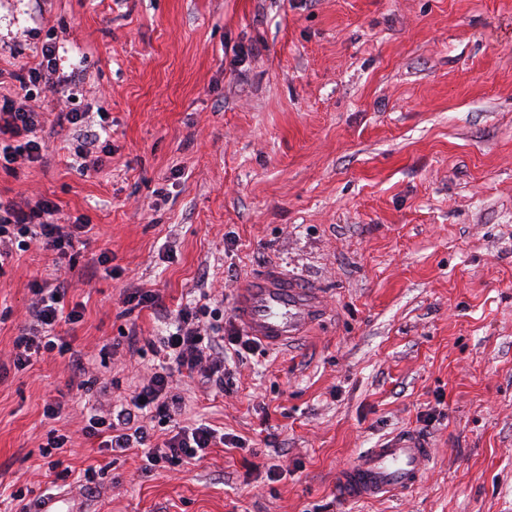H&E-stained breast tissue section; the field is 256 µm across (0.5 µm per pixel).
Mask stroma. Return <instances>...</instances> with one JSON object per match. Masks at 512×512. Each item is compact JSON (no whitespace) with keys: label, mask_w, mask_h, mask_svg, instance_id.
I'll use <instances>...</instances> for the list:
<instances>
[{"label":"stroma","mask_w":512,"mask_h":512,"mask_svg":"<svg viewBox=\"0 0 512 512\" xmlns=\"http://www.w3.org/2000/svg\"><path fill=\"white\" fill-rule=\"evenodd\" d=\"M52 35L82 106L110 115L112 156L83 170L47 123L44 164L0 173V199L86 216L83 262L112 251L120 276L73 281L74 351L132 325L158 338L203 282L232 308L269 267L328 306L295 344L227 355L224 390L183 381L182 424L243 448L146 472L79 436L97 396L64 359L10 369L30 285L54 271L21 254L0 276V512L52 492L57 459L105 468L91 512H512V0H0V68L38 63ZM129 288L166 311L129 309ZM153 360H107L113 399ZM51 402L76 433L55 459ZM400 429L432 440L422 484L340 501L338 472Z\"/></svg>","instance_id":"1"}]
</instances>
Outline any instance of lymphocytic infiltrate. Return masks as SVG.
<instances>
[{
	"instance_id": "lymphocytic-infiltrate-1",
	"label": "lymphocytic infiltrate",
	"mask_w": 512,
	"mask_h": 512,
	"mask_svg": "<svg viewBox=\"0 0 512 512\" xmlns=\"http://www.w3.org/2000/svg\"><path fill=\"white\" fill-rule=\"evenodd\" d=\"M58 51L55 39H48L41 48V61L16 73L24 92L22 99L0 95V171L13 178H20L26 169L44 161L40 137L44 112L37 100L46 91L65 101L55 114V124L65 132L66 147L73 156L83 160L86 167L98 169L112 154L106 137L108 113L101 111L93 117L76 107L75 75L55 76ZM59 212V205L47 198L0 201V270L19 253L34 247L55 255L53 280L36 281L30 286L32 297L13 341L12 362L21 371L41 355L65 354L80 387L103 392L106 384L80 354L73 352L56 328L64 322L79 323L83 318L82 304L68 301L75 270H82L86 279H95L101 270L111 269L112 253L104 251L96 265L80 267V244L88 231V220L79 215L63 221ZM228 345L243 352L257 347L253 339L225 327L224 311L217 299L209 289L200 288L196 299L177 311L172 330L152 345L159 361L148 379L120 408H113L107 400L87 411L82 435L98 439L100 449L112 453L143 450L149 469L159 466L173 470L205 459L213 448L229 445L230 437L205 422L180 428L159 444L146 425L151 419L164 427L181 414L183 398L174 390V376L223 388L224 348Z\"/></svg>"
}]
</instances>
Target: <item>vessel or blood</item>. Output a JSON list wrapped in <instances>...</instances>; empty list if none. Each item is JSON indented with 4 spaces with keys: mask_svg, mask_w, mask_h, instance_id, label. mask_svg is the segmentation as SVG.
<instances>
[{
    "mask_svg": "<svg viewBox=\"0 0 512 512\" xmlns=\"http://www.w3.org/2000/svg\"><path fill=\"white\" fill-rule=\"evenodd\" d=\"M327 302L317 288L270 267L249 276L238 288L233 316L246 335L275 349L303 336L325 312ZM433 460L430 439L404 430L380 439L357 453L336 477L345 500L394 499L418 485ZM29 512H83L60 495L34 499Z\"/></svg>",
    "mask_w": 512,
    "mask_h": 512,
    "instance_id": "obj_1",
    "label": "vessel or blood"
}]
</instances>
